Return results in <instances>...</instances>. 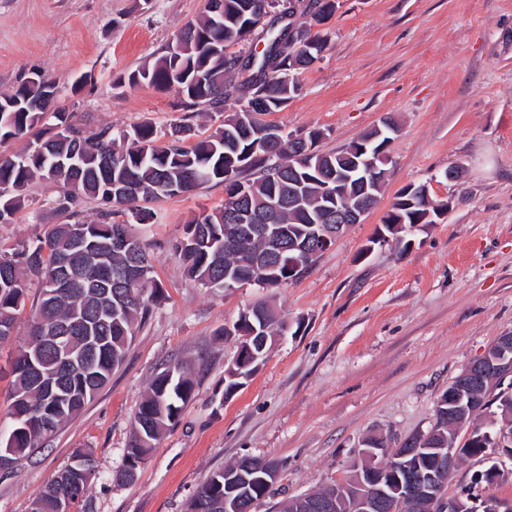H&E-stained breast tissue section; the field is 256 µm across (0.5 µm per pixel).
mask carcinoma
I'll return each mask as SVG.
<instances>
[{
	"mask_svg": "<svg viewBox=\"0 0 512 512\" xmlns=\"http://www.w3.org/2000/svg\"><path fill=\"white\" fill-rule=\"evenodd\" d=\"M224 19L210 8L188 21L174 35L179 50H165L152 64L113 79L119 87L143 82L173 88L185 116L171 125L169 139L158 135L149 121L125 131L119 139L109 129L86 130L71 120L61 104L59 83L43 74L21 79L0 94V145L21 141L18 151L0 150V224H10L25 207L24 192L37 179L61 191L58 209L77 214L85 197L109 206L92 220L50 224L44 235L9 252L0 250V341L14 336L16 315L26 306L31 282L40 293L32 313L28 337L15 351L7 415L11 419L6 444L17 450L14 461L44 447L61 427L75 419L107 386L112 372L124 361L136 326L146 321L161 287L152 276V264L129 275L131 254L144 256L146 247L128 224H152L156 212L146 203L189 195L215 182L224 185V203L202 211L184 226L175 244L185 273L218 291L254 284L280 288L295 282L283 265L260 260L269 240L290 246L314 239L326 224H336V210L368 185L379 201L385 185V163L394 139L395 122L380 125L348 144V148L322 153L316 149L321 132L292 134L265 119L286 108L300 90L299 75L326 49V38L302 23L303 39L282 44V30L264 20L273 0H219ZM319 23L333 15L335 0H310L304 7ZM264 44L258 55H240L229 48L252 34ZM246 74L238 83L235 76ZM33 99L46 109L27 108ZM234 106L206 137L185 144L192 136L188 116L222 112ZM245 188L243 208L258 224L270 228L271 238L240 232L232 204ZM446 204H437L423 185H409L395 194L383 230L403 242V233L417 224H433ZM120 214L124 220L116 221ZM123 233L126 250L112 249V238ZM238 345H248L263 361V342L286 333L288 324L263 300L238 315ZM70 350L79 352L84 337L98 336L97 376L65 372L54 339L71 323ZM194 394L190 367L169 362L151 378L148 391L132 419V433L119 474L132 481L131 470L147 460L161 435L175 426ZM495 385L478 388L468 396L466 409L448 419V404L436 402L432 431L413 441L421 454L431 448H450L458 432L483 424L482 416L495 405L498 420L512 404V394L501 397ZM70 463L31 501L39 512H59L62 501L80 506L96 477L89 453ZM267 463L249 456L212 473L193 495L188 512H224V472L237 475L245 496L240 512L270 495Z\"/></svg>",
	"mask_w": 512,
	"mask_h": 512,
	"instance_id": "carcinoma-1",
	"label": "carcinoma"
}]
</instances>
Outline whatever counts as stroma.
<instances>
[{"instance_id":"obj_1","label":"stroma","mask_w":512,"mask_h":512,"mask_svg":"<svg viewBox=\"0 0 512 512\" xmlns=\"http://www.w3.org/2000/svg\"><path fill=\"white\" fill-rule=\"evenodd\" d=\"M205 3L0 0V92L32 71L66 88L84 77L78 95L62 96L75 123L117 136L146 120L166 132L182 114L178 94L113 78L152 61ZM319 30L328 37L321 60L269 119L294 133L320 130L317 147L330 152L395 116L377 208L296 283L218 292L184 275L174 245L194 214L222 203L223 185L154 203L158 222L131 231L163 296L107 387L44 450L0 470V512H28L79 450L96 470L82 512H186L212 472L244 455L278 462L273 492L256 508L278 512L341 476L367 434L427 429L454 377L512 332V0H337ZM454 165L463 173L451 182ZM420 183L449 202L445 218L415 227L407 249L371 246L395 194ZM27 195L15 221L0 224V248L65 221L56 185L34 182ZM261 298L288 331L225 396L236 345L221 332ZM174 360L194 364V397L135 481L121 482L132 415Z\"/></svg>"}]
</instances>
